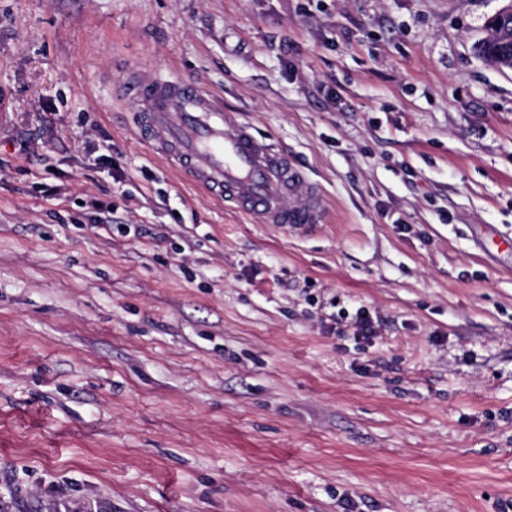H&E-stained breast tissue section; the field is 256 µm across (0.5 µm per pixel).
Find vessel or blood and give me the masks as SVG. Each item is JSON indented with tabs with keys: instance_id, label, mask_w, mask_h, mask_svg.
Returning <instances> with one entry per match:
<instances>
[{
	"instance_id": "1",
	"label": "vessel or blood",
	"mask_w": 512,
	"mask_h": 512,
	"mask_svg": "<svg viewBox=\"0 0 512 512\" xmlns=\"http://www.w3.org/2000/svg\"><path fill=\"white\" fill-rule=\"evenodd\" d=\"M123 90L138 101L137 126L148 148L196 187L225 198L259 224L310 230L321 223L318 189L249 124L229 120L197 84L144 80L135 73Z\"/></svg>"
}]
</instances>
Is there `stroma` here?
Segmentation results:
<instances>
[{
	"instance_id": "1",
	"label": "stroma",
	"mask_w": 512,
	"mask_h": 512,
	"mask_svg": "<svg viewBox=\"0 0 512 512\" xmlns=\"http://www.w3.org/2000/svg\"><path fill=\"white\" fill-rule=\"evenodd\" d=\"M505 3L0 0V512H512ZM134 70L324 222L153 157ZM487 36L481 44V51L484 59L493 66L500 69L512 68V17L500 16L498 20L490 18L487 22ZM503 32L507 34L509 39L506 46V53L504 47L500 42L504 40ZM122 88L138 101L137 126L148 148L196 187L225 198L258 224L311 230L322 222L318 189L249 124L229 120L197 84L133 73Z\"/></svg>"
}]
</instances>
